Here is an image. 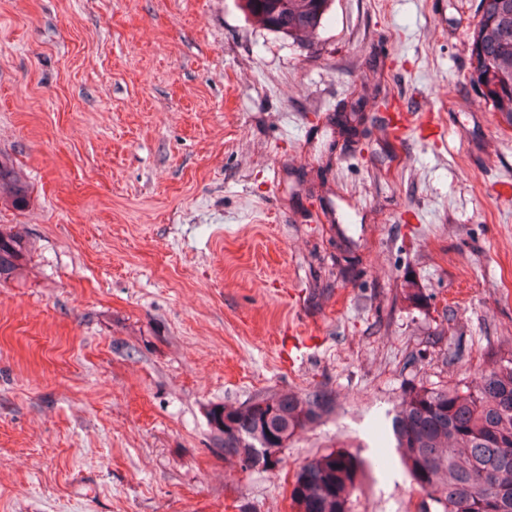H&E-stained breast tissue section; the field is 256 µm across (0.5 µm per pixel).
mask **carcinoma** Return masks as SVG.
Wrapping results in <instances>:
<instances>
[{"mask_svg":"<svg viewBox=\"0 0 512 512\" xmlns=\"http://www.w3.org/2000/svg\"><path fill=\"white\" fill-rule=\"evenodd\" d=\"M259 24L296 39L322 26L333 0H241ZM470 55V80L491 87L485 98L512 125V0H482ZM0 199L17 210L30 204L28 185L0 162ZM26 240L0 231V281L22 266ZM317 391L260 395L216 405L208 423L224 456L246 448L282 449L296 432L333 411ZM400 460L423 495L420 512H512V358L478 373L476 388L409 386L391 422ZM360 462L329 452L299 467L291 499L299 512H348Z\"/></svg>","mask_w":512,"mask_h":512,"instance_id":"obj_1","label":"carcinoma"}]
</instances>
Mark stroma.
Listing matches in <instances>:
<instances>
[{"instance_id": "1", "label": "stroma", "mask_w": 512, "mask_h": 512, "mask_svg": "<svg viewBox=\"0 0 512 512\" xmlns=\"http://www.w3.org/2000/svg\"><path fill=\"white\" fill-rule=\"evenodd\" d=\"M481 12L333 0L300 40L239 0H0V159L31 192L0 204L28 245L0 283V512H298L332 451L362 463L349 512H419L389 413L512 356ZM316 389L333 412L275 469L217 452L212 406Z\"/></svg>"}]
</instances>
